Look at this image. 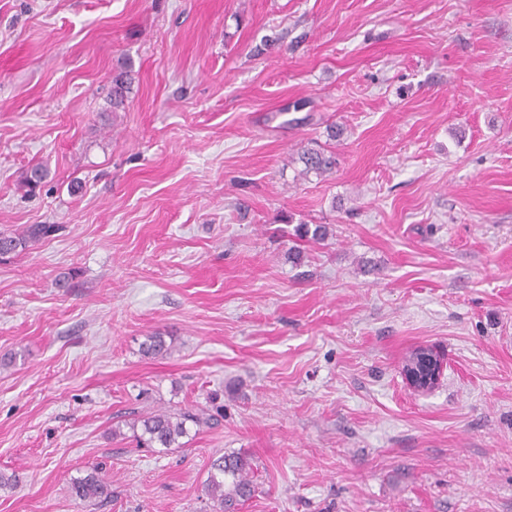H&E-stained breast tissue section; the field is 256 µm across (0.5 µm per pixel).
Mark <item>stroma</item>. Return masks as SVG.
<instances>
[{
    "mask_svg": "<svg viewBox=\"0 0 512 512\" xmlns=\"http://www.w3.org/2000/svg\"><path fill=\"white\" fill-rule=\"evenodd\" d=\"M31 224L0 512H214L231 452L241 512H512V0H0V232ZM182 408L210 417L183 447L112 434ZM93 467L103 504L70 492ZM133 78L130 71H120L112 76V85L108 93V103L112 108V112H117L125 107L132 92ZM298 161L303 165L300 174L305 177L310 174L323 176L331 171L336 164L331 153L327 154L324 149L314 148H304L298 152ZM422 368H408L403 371L406 381L417 391L426 392L439 381L443 371V360L437 351L431 348H419ZM253 477L247 457L240 453L225 454L210 464L203 491L217 504L219 512H239L240 506L256 492Z\"/></svg>",
    "mask_w": 512,
    "mask_h": 512,
    "instance_id": "1",
    "label": "stroma"
}]
</instances>
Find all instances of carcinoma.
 <instances>
[{
	"instance_id": "1",
	"label": "carcinoma",
	"mask_w": 512,
	"mask_h": 512,
	"mask_svg": "<svg viewBox=\"0 0 512 512\" xmlns=\"http://www.w3.org/2000/svg\"><path fill=\"white\" fill-rule=\"evenodd\" d=\"M132 83L133 78L128 70L112 76L108 93V103L112 111L116 112L125 107L132 92ZM298 161L303 165L300 174L305 177L310 174L322 176L335 166L332 154L314 148H304L298 152ZM53 232L55 227L51 224H32L22 235H5L3 240L9 246L6 253L24 249L28 244L36 243ZM170 349L171 346L167 345L160 333L147 337L141 345L142 354L151 357L166 355ZM189 423L199 427L207 423V418L190 410L160 412L133 420L130 422V429L138 447L168 450L180 446L179 439L187 436ZM251 472L252 464L240 453L226 454L212 461L203 491L217 504L218 512H239L240 506L254 496L256 483ZM71 492L75 498L93 504H102L112 496L110 482L95 468L73 479Z\"/></svg>"
}]
</instances>
